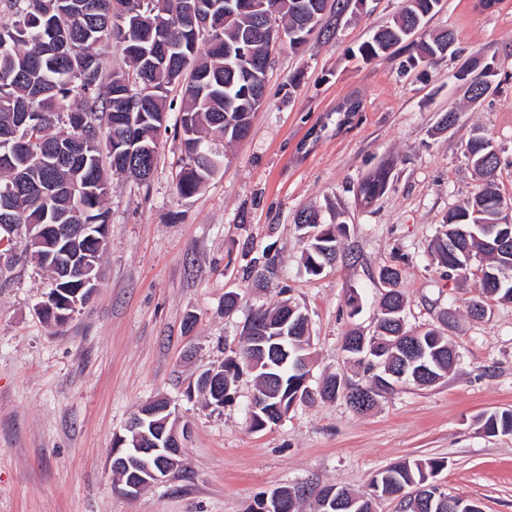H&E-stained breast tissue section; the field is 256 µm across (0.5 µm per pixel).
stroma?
Wrapping results in <instances>:
<instances>
[{"instance_id":"stroma-1","label":"stroma","mask_w":512,"mask_h":512,"mask_svg":"<svg viewBox=\"0 0 512 512\" xmlns=\"http://www.w3.org/2000/svg\"><path fill=\"white\" fill-rule=\"evenodd\" d=\"M477 2L443 0L420 36L452 29L459 52L407 73L416 45L373 59L358 53L399 0L326 15L302 46L281 41L249 135L209 138L221 166L190 197L175 189L181 96L171 92L149 183L112 178L92 301L57 327L35 313L49 272L26 259L0 276V512H248L286 486L364 493L376 471L428 458L446 460L437 480L449 494L482 512H512V435L489 436L478 423L512 409V303H491L472 320L474 289L459 287L432 253L448 209L476 190L466 152L473 132L507 159L500 183L512 199V0L489 10ZM475 53L494 72L477 102L455 77ZM451 110L458 122L442 127ZM386 161L394 164L387 190L364 202L360 183ZM307 209L344 230L336 263L317 277L305 271L295 224ZM265 252L277 268L259 281L249 270ZM385 265L400 271L408 328L436 325L445 309L458 315L450 333L458 360L439 383L400 385L364 414L341 398L299 403L258 432L250 372L222 409L189 395L200 372L240 345L251 312L284 300L309 317L313 381L334 373L363 381L343 339L355 327L374 333ZM231 292L240 303L229 312ZM158 396L186 427L182 464L128 497L112 473V443Z\"/></svg>"}]
</instances>
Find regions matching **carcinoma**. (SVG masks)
<instances>
[{
	"label": "carcinoma",
	"mask_w": 512,
	"mask_h": 512,
	"mask_svg": "<svg viewBox=\"0 0 512 512\" xmlns=\"http://www.w3.org/2000/svg\"><path fill=\"white\" fill-rule=\"evenodd\" d=\"M225 0H8L11 17L0 22V129H19L26 147L0 140V197L13 193L8 206L0 204V224L22 225L25 253L44 264L45 248L38 241L53 237L49 226L68 229L77 224L94 226L95 239L85 244L91 254L86 275L100 271V255L107 241L108 212L103 203L112 182L110 173L125 175L140 183L153 175L156 147L161 132L168 131L167 95L174 86L184 89L181 116L183 166L176 192L189 197L219 168L202 133L221 131L230 140L247 136L251 120L265 93L267 44L259 32L265 15L288 21L290 42L300 45L324 14L315 0H236L242 9L224 12ZM439 0H400L392 24L378 29L359 47L365 58L378 57L414 37L438 10ZM111 43L122 54L125 66L104 73L97 46ZM455 44L451 30L419 43L422 59L439 60ZM468 59L460 74L468 97L484 98L491 88L490 66L474 67ZM21 112H36L39 124L21 128ZM467 151L477 178V190L463 205L448 211L434 242L439 266L447 269L463 288H473L476 298L467 306L490 302H512V280L498 282L493 273L512 270V249L485 250L471 235L460 230L471 224L493 220L503 199L498 179L502 160L493 142L480 133L469 139ZM392 166H380L362 185L365 199L382 194ZM341 228L321 224L320 236L305 241L304 265L318 276L336 258ZM379 279L388 285L379 304L376 334L356 345L363 333L354 329L345 337L344 351L353 364L368 374L364 383L338 375L324 380L326 388L307 394L322 399L343 398L358 413L369 411L377 398L395 390L398 380L366 360L367 349L407 336L425 349L432 378L419 383L428 387L444 377L456 352L447 332L456 320L424 332L410 333L404 322L405 296L397 288L399 271L384 266ZM79 279L55 282L62 312L70 315L87 302L76 293ZM288 310L283 302L272 310H259L246 329L267 330L281 335V321ZM313 360L310 337L288 342V354L273 360L262 358L242 346L234 357L224 359V393L216 398L202 391L207 404L216 408L232 399L240 365L253 361L257 393L268 405L289 410L297 393L305 392L295 363ZM280 382L271 386L266 376ZM481 428L490 436L512 434V409L484 413ZM447 467L442 458L404 460L378 472L370 479V493L358 495L336 486L334 512H374L377 499L399 498L403 488H426V497L416 504L400 501V512H456L448 501L457 497L433 485L434 476Z\"/></svg>",
	"instance_id": "obj_1"
}]
</instances>
